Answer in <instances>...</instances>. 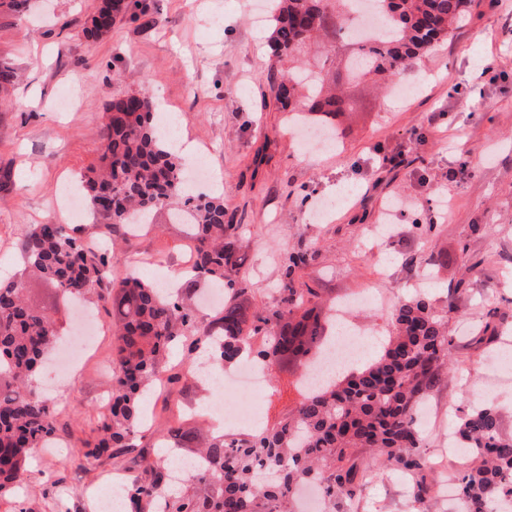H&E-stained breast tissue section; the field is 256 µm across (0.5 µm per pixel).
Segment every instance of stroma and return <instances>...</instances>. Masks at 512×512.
<instances>
[{
  "mask_svg": "<svg viewBox=\"0 0 512 512\" xmlns=\"http://www.w3.org/2000/svg\"><path fill=\"white\" fill-rule=\"evenodd\" d=\"M96 3L28 0L20 13L0 8V60L19 73L14 84L0 87V169L12 170L9 189H0V280L23 278L26 297L52 317L59 336L81 331L75 302L25 272L22 229L46 220L68 223L54 200L65 182L97 164L107 104L145 92L160 110L179 116L178 135L203 150L226 210L244 224L248 244L239 276L252 285L256 306L278 302L283 254L311 243L318 255L304 279L324 299L427 294L447 312L452 367L427 400L437 417L425 453L439 458L459 418L481 403L496 407L503 432L512 434V386L490 397L481 388L484 361L500 343L486 313L512 311V10L471 0L468 22L402 75V82L421 87L406 101L375 78L347 79V43H309L299 62L324 68L350 107L336 118L342 146L305 157L287 113L267 96L279 64L267 28L252 24L260 0H154V14L121 21L92 40L82 28ZM474 69L476 92L468 84ZM439 112L446 131L423 134L427 117ZM377 147L395 163L373 165ZM452 169L458 176L451 182ZM341 182L350 201L322 222L308 220L312 201ZM399 195L415 197L417 208L397 215L396 234L379 240L373 229L384 203ZM445 209L447 220L425 224L426 214ZM116 250L122 276L161 260L146 277L163 288L176 286L191 264L183 225L164 212L150 230L118 241ZM86 305L105 327L96 353L46 393L56 438L33 456L20 497L0 499V512H94L91 497L106 473L145 478L143 461L156 456L163 429L203 425L192 407L208 401L209 389L189 373L195 356L177 348L171 366L181 379L149 389L142 447L111 460L79 459L84 442L97 435L98 371L114 341L109 311L93 298ZM299 375L278 370L263 392L266 424L299 404ZM336 512H409L400 476L372 470L359 503Z\"/></svg>",
  "mask_w": 512,
  "mask_h": 512,
  "instance_id": "stroma-1",
  "label": "stroma"
}]
</instances>
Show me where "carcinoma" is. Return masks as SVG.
Here are the masks:
<instances>
[{
	"instance_id": "carcinoma-1",
	"label": "carcinoma",
	"mask_w": 512,
	"mask_h": 512,
	"mask_svg": "<svg viewBox=\"0 0 512 512\" xmlns=\"http://www.w3.org/2000/svg\"><path fill=\"white\" fill-rule=\"evenodd\" d=\"M346 0H274L268 4L270 48L281 61L321 36L346 38L356 45L354 72L397 81L407 65L448 38L467 21L470 0H372L387 23L386 33L353 37L356 17ZM154 10L151 0H100L83 33L97 39L122 20L135 22ZM317 72L304 78L272 76L270 92L282 110L311 112L336 139V114L344 98L324 87ZM104 125L100 163L81 175L93 213L108 228L148 220L170 208L194 243L193 283L224 290L222 316L201 325L192 291L164 295L137 277L114 280L109 268L114 248L92 251L70 224L48 220L23 233L25 268L65 295L112 307L116 344L112 350V404L98 425L99 437L81 450L86 458L114 459L141 444L139 405L147 388L176 375L167 365L176 344L193 352L206 345L217 363L238 361L252 338L261 340L259 360L270 369L306 366L327 346L329 313L316 301L318 291L303 281L316 251L287 254L281 267L280 300L251 308L252 288L237 278L245 246L243 225L224 200L184 188L189 160L172 151L158 130V112L145 92L112 100ZM58 340L52 318L29 305L18 280L0 283V496L14 493L27 471L29 454L56 433L55 416L33 382ZM445 315L425 296L397 300L390 333L378 353L343 379L306 394L295 412L273 427L232 437H199L171 427L185 445L198 444L208 463L193 470L191 491L167 495L160 477L135 479L125 487L132 512H145L164 499V512H298L296 494L316 485L336 505L361 493L369 465L412 478L413 500L429 501L435 491L433 468L417 424L419 410L447 373L449 346ZM455 438L469 449L471 463L457 473V492L469 512H492L512 501V436L503 434L500 413L479 406L461 417Z\"/></svg>"
}]
</instances>
